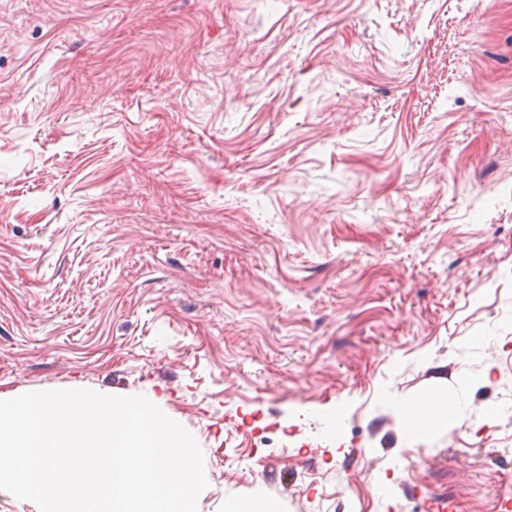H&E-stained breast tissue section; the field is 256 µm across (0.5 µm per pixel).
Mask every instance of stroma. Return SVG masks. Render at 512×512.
Returning a JSON list of instances; mask_svg holds the SVG:
<instances>
[{"label":"stroma","mask_w":512,"mask_h":512,"mask_svg":"<svg viewBox=\"0 0 512 512\" xmlns=\"http://www.w3.org/2000/svg\"><path fill=\"white\" fill-rule=\"evenodd\" d=\"M58 389L199 512H503L512 0H0V399ZM405 416L412 427H423L432 420L448 422L454 418V410L451 404L436 402L435 400L423 399L407 404Z\"/></svg>","instance_id":"35a3bbf8"}]
</instances>
